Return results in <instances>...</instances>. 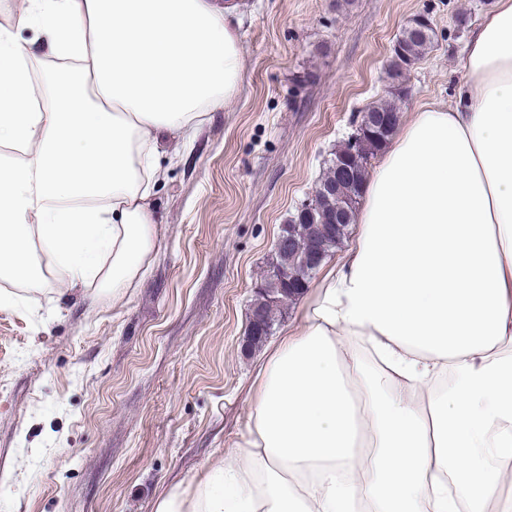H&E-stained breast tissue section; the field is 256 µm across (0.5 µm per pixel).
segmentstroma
Segmentation results:
<instances>
[{
	"label": "stroma",
	"mask_w": 512,
	"mask_h": 512,
	"mask_svg": "<svg viewBox=\"0 0 512 512\" xmlns=\"http://www.w3.org/2000/svg\"><path fill=\"white\" fill-rule=\"evenodd\" d=\"M246 69L234 101L171 144L156 187L157 252L141 287L58 300L56 280L0 310V512H154L231 454L255 375L312 289L260 347L255 287L280 227L337 145L387 98L392 46L427 15L401 120L449 103L470 30L492 0H236Z\"/></svg>",
	"instance_id": "stroma-1"
}]
</instances>
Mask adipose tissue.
Returning a JSON list of instances; mask_svg holds the SVG:
<instances>
[{
  "mask_svg": "<svg viewBox=\"0 0 512 512\" xmlns=\"http://www.w3.org/2000/svg\"><path fill=\"white\" fill-rule=\"evenodd\" d=\"M230 0H0V278L140 287L170 138L245 68ZM22 29L32 39L18 38ZM55 59L59 83L38 79ZM365 185L236 453L155 512H512V0Z\"/></svg>",
  "mask_w": 512,
  "mask_h": 512,
  "instance_id": "adipose-tissue-1",
  "label": "adipose tissue"
}]
</instances>
